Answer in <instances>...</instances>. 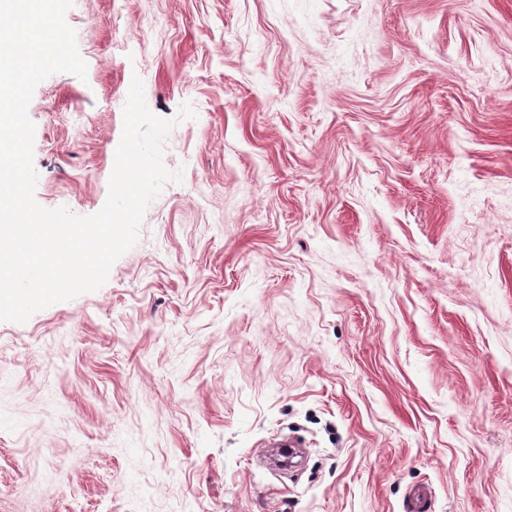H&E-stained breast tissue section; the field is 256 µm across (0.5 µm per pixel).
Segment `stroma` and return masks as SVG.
<instances>
[{
	"mask_svg": "<svg viewBox=\"0 0 512 512\" xmlns=\"http://www.w3.org/2000/svg\"><path fill=\"white\" fill-rule=\"evenodd\" d=\"M37 203L99 212L133 77L170 132L98 290L0 321V512H512V0H74ZM301 438L292 474L258 466Z\"/></svg>",
	"mask_w": 512,
	"mask_h": 512,
	"instance_id": "obj_1",
	"label": "stroma"
}]
</instances>
